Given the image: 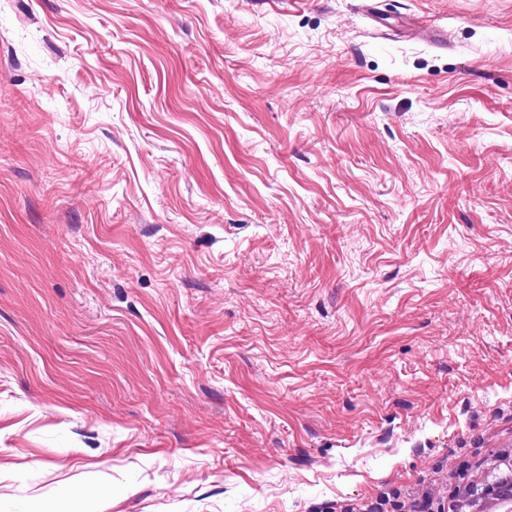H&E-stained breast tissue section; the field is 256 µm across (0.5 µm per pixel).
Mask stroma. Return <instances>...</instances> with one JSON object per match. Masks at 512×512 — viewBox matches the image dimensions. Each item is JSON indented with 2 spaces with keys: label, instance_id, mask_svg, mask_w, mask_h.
<instances>
[{
  "label": "stroma",
  "instance_id": "35a3bbf8",
  "mask_svg": "<svg viewBox=\"0 0 512 512\" xmlns=\"http://www.w3.org/2000/svg\"><path fill=\"white\" fill-rule=\"evenodd\" d=\"M375 5L0 0V512H512V0ZM460 490L457 488L451 496L454 498L455 507L459 503ZM382 494L371 500H350L340 506L341 512H457L453 503H448L445 497L434 498L429 493L416 494L412 497L403 498L399 501V507L394 510H387L382 507Z\"/></svg>",
  "mask_w": 512,
  "mask_h": 512
}]
</instances>
